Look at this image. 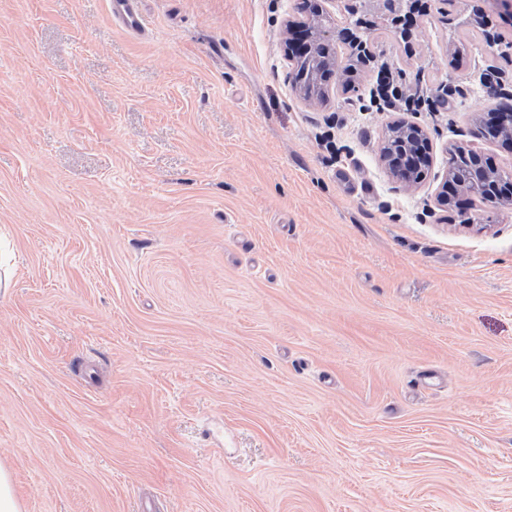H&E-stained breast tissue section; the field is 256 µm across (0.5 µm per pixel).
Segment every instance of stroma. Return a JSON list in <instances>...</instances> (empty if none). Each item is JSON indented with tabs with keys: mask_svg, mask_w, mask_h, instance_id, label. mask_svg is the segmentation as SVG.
I'll return each instance as SVG.
<instances>
[{
	"mask_svg": "<svg viewBox=\"0 0 512 512\" xmlns=\"http://www.w3.org/2000/svg\"><path fill=\"white\" fill-rule=\"evenodd\" d=\"M412 50L430 107L309 100L295 0H0V464L25 512H512V207L436 203L512 98L470 13ZM432 162L386 171L389 124ZM110 13L113 20L128 31L140 32L143 28L137 0H110ZM401 121L414 128V131L409 133V135H413L412 153L408 149L404 148L403 154L393 156L386 154L383 160L387 165L389 172L397 181L406 186H412L415 184V180H420L424 172L422 171L418 177L414 178L412 177L413 170L415 168L424 170V167L429 163L427 148L426 150L421 148L423 145L426 147L427 134L419 124L409 120ZM457 152L455 149L450 150L448 152V166L446 168V174L444 177V182L442 185L443 188V194L441 195L440 199L442 202H446L448 204V194L450 196H454L459 193H464V189L462 184L456 179L455 177V166L457 164Z\"/></svg>",
	"mask_w": 512,
	"mask_h": 512,
	"instance_id": "1",
	"label": "stroma"
}]
</instances>
